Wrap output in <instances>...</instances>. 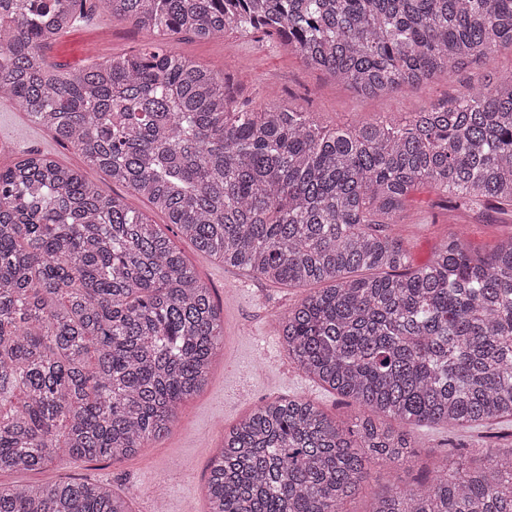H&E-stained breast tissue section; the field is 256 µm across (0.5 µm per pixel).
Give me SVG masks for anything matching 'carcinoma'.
Listing matches in <instances>:
<instances>
[{
    "mask_svg": "<svg viewBox=\"0 0 512 512\" xmlns=\"http://www.w3.org/2000/svg\"><path fill=\"white\" fill-rule=\"evenodd\" d=\"M94 14L163 42L76 72L48 64L44 48ZM228 30L277 37L380 98L490 64L512 46V0H0V99L200 252L317 286L278 335L362 414L344 429L310 400L253 408L210 461L209 512H346L367 464H413L409 427L512 418V237L490 253L456 238L415 267L388 232L425 186L447 207L512 209V77L330 130L314 112L235 105L226 78L172 45ZM223 349L210 289L125 197L40 152L0 168V474L133 455L170 432ZM0 512L130 510L63 481L0 485ZM367 512H512V441L482 466L459 455L390 486Z\"/></svg>",
    "mask_w": 512,
    "mask_h": 512,
    "instance_id": "carcinoma-1",
    "label": "carcinoma"
}]
</instances>
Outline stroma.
I'll list each match as a JSON object with an SVG mask.
<instances>
[{"label": "stroma", "instance_id": "obj_1", "mask_svg": "<svg viewBox=\"0 0 512 512\" xmlns=\"http://www.w3.org/2000/svg\"><path fill=\"white\" fill-rule=\"evenodd\" d=\"M152 32L120 17L97 16L75 23L56 43L75 70L102 63L112 56L130 53L153 42ZM176 49L214 74L229 77L237 103L261 110L286 104L316 112L332 128L361 126L379 116L398 117L428 109L464 91L467 85H482L512 76V48H499L494 65L473 67L441 75L414 89L380 99L358 95L301 59L278 42L229 34L201 40L180 36ZM29 151L51 154L59 162L85 169L73 148L59 144L41 127L28 120L15 103H0V166ZM89 179L107 196L124 194L121 185L99 170L85 169ZM131 205L163 225L166 235L191 263L200 282L210 289L224 315V353L216 360L204 389L182 407L171 432L120 462L74 461L60 458L45 469L0 475V483L45 484L87 480L109 486L125 499L132 512H153L154 493L168 495V512H207L205 484L208 465L216 453L225 428L256 405L288 398L314 401L341 426L355 414L354 404L329 392L297 369L278 337L277 319L301 300L306 288L277 285L233 267L224 266L196 250L175 227L166 225L162 214L139 198ZM394 231L411 253L414 265L427 263L449 234H462L474 250L488 252L512 236V212L490 217L481 211L444 209L435 192L417 193L401 214ZM418 458L414 468L376 465L362 490L346 504L347 512H365L372 497L387 486L413 484L419 471L433 472L442 465L447 449L485 447V430L454 435L426 427L413 431Z\"/></svg>", "mask_w": 512, "mask_h": 512}]
</instances>
